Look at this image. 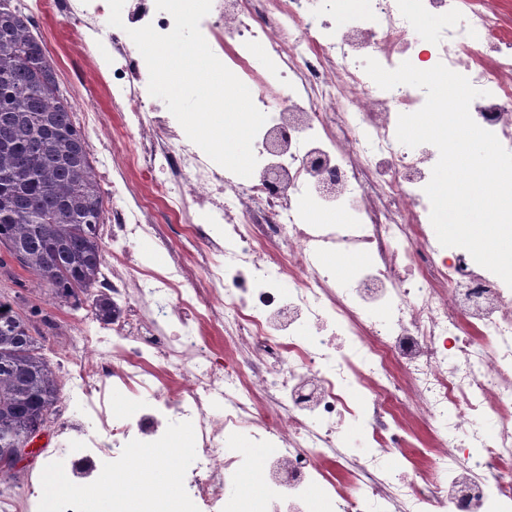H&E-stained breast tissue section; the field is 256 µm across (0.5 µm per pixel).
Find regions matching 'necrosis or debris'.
Returning a JSON list of instances; mask_svg holds the SVG:
<instances>
[{
	"label": "necrosis or debris",
	"mask_w": 512,
	"mask_h": 512,
	"mask_svg": "<svg viewBox=\"0 0 512 512\" xmlns=\"http://www.w3.org/2000/svg\"><path fill=\"white\" fill-rule=\"evenodd\" d=\"M74 28L99 29L107 0H41ZM432 31L425 51L413 33ZM112 31V97L122 108L94 175L112 184V252L104 282L119 307L111 335L70 326L63 385L102 436L75 440L53 468L93 481L113 512L122 487L99 481L126 453L161 445L181 467L179 427L196 434V468L180 498L155 491L142 512H512V288L433 235L424 188L439 158L396 138L399 114L425 92L379 88L364 58L445 64L482 95L473 120L512 151V24L496 0H212L200 30L250 86L267 121L258 163L242 180L191 142L148 91L129 30L174 25L155 0H131ZM293 114L286 151L262 146ZM344 210L346 221L317 224ZM180 225L169 263L144 268L136 243L156 213ZM361 256L339 279L337 259ZM138 403L108 407L107 383ZM496 420L488 435L478 418ZM364 449L345 447V427ZM248 438L272 454L262 495L225 485L247 466L224 453ZM397 457L404 471L381 467ZM361 489L352 495L346 476ZM323 485L313 497L315 485ZM0 512H87L83 498L0 496Z\"/></svg>",
	"instance_id": "4bbe7bcc"
}]
</instances>
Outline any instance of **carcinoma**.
<instances>
[{
  "mask_svg": "<svg viewBox=\"0 0 512 512\" xmlns=\"http://www.w3.org/2000/svg\"><path fill=\"white\" fill-rule=\"evenodd\" d=\"M31 18L0 0V241L53 297L74 307L91 301L112 321V296L98 287L107 213L91 170L90 145L71 120ZM26 175L14 179L16 169ZM56 372L27 319L0 317V457L47 423L58 401Z\"/></svg>",
  "mask_w": 512,
  "mask_h": 512,
  "instance_id": "cac0c4a2",
  "label": "carcinoma"
}]
</instances>
